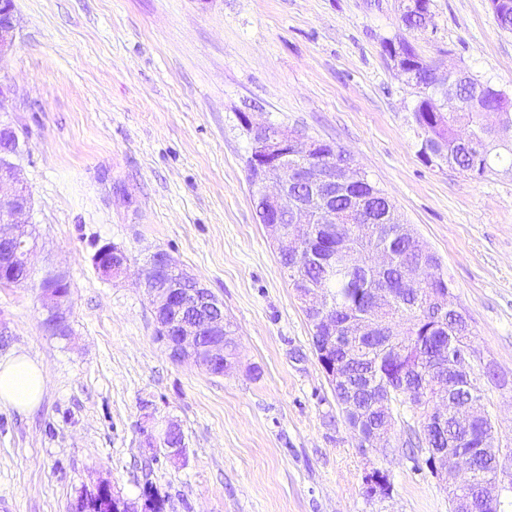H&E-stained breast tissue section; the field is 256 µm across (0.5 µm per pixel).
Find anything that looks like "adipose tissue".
<instances>
[{"label": "adipose tissue", "instance_id": "ef3b65f1", "mask_svg": "<svg viewBox=\"0 0 512 512\" xmlns=\"http://www.w3.org/2000/svg\"><path fill=\"white\" fill-rule=\"evenodd\" d=\"M46 383L43 365L27 355L0 361V404L21 412L31 411L41 402Z\"/></svg>", "mask_w": 512, "mask_h": 512}]
</instances>
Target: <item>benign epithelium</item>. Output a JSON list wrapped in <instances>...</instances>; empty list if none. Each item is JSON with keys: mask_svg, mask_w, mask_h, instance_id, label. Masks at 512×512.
I'll return each instance as SVG.
<instances>
[{"mask_svg": "<svg viewBox=\"0 0 512 512\" xmlns=\"http://www.w3.org/2000/svg\"><path fill=\"white\" fill-rule=\"evenodd\" d=\"M399 12H418L424 16L422 31L432 27V15L420 0H399ZM17 20L12 0H0V60L11 51L16 36ZM385 55L393 67L411 78L417 72L410 69L405 53L394 42L385 50ZM441 93L448 94V101L456 97V85L450 78L440 81L432 75L425 83ZM504 107L493 104L480 108L482 119L487 126L503 131L501 113ZM246 129L252 135L255 149L251 159L261 174L253 177L252 185L262 207L270 216L266 227L279 249L294 255L304 250L306 235L312 224H344L355 211H336L327 205L315 206L299 200L289 189L293 183L306 184L312 193L332 194L342 191L361 179V173L336 160V148L320 140L307 136L298 130H290L269 121L254 123L248 115L242 116ZM20 149L16 129L8 120L0 118V185L9 183L13 190L6 196L0 195V284L12 285L22 281L13 277L17 268H22L26 278H31L33 269L31 255L34 239L28 233L32 212V197L20 178L19 171L11 161V156ZM300 164L288 165V158ZM333 261L345 264L349 269L370 263L383 270L389 257L383 250L364 256L343 236L341 243L333 248ZM131 260L127 252L112 243L101 245L92 256L96 272L106 279H116L129 269ZM436 270L432 266L409 268L403 278V287L412 288L423 279L433 281ZM141 288L149 299L155 313L157 332L162 336L166 350L178 362H190L215 376L226 374L233 367L235 357L226 356L224 350V311L223 304L206 288L197 277L181 269L169 253L163 250L153 252L142 274ZM68 287L67 275L62 270L48 269L39 279L38 288L45 312L43 325L47 331L57 336H70L67 299L62 289ZM305 311L315 316V330L324 335L326 343L318 353V360L332 388H344L347 375L343 366L331 360L330 351L336 347V323L332 321L329 309V294L326 288L313 285L297 289ZM428 305L438 315L447 314L452 309L462 312L450 289L438 288L430 293ZM478 359L477 352L468 342V337H458L456 347L445 354L444 361L430 374L429 388L436 391L445 385L450 372L472 371V362ZM419 399L431 403L436 421L443 423L448 415L446 397L420 393ZM459 421L480 420L492 423L485 410L477 386H472L469 401L458 408ZM349 427L357 434L362 446L367 450L387 454L393 446L395 428L389 425H370L362 412L348 406ZM180 432L177 424L169 422L159 429L155 426L144 430L149 445L161 446L171 456L183 454V445L171 444L172 435ZM432 473L443 483L455 482L458 487L467 489L479 484V495H465L454 505L455 512H498L502 486L501 458L503 452L493 455L496 468L477 480V471L470 454L446 449L433 450ZM367 497H384L392 492L387 474L373 470L364 477Z\"/></svg>", "mask_w": 512, "mask_h": 512, "instance_id": "benign-epithelium-1", "label": "benign epithelium"}]
</instances>
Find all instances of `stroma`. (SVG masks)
Listing matches in <instances>:
<instances>
[{"label": "stroma", "instance_id": "obj_1", "mask_svg": "<svg viewBox=\"0 0 512 512\" xmlns=\"http://www.w3.org/2000/svg\"><path fill=\"white\" fill-rule=\"evenodd\" d=\"M0 115L33 199L35 272L70 280L69 338L44 329L35 281L0 286V359L43 364L40 405L0 404V512H73L111 481L166 512H448L426 450L363 451L314 351L278 244L256 213L240 117L302 131L349 154L442 261L483 362L495 444L512 450V170L481 179L426 162L415 89L384 40L398 0H14ZM411 34L439 77L449 65L512 96V32L489 0H431ZM132 265L104 280L103 243ZM169 253L224 304L239 347L214 376L172 361L139 286ZM178 422L182 456L151 448L148 414ZM384 470L387 498L363 478Z\"/></svg>", "mask_w": 512, "mask_h": 512}]
</instances>
